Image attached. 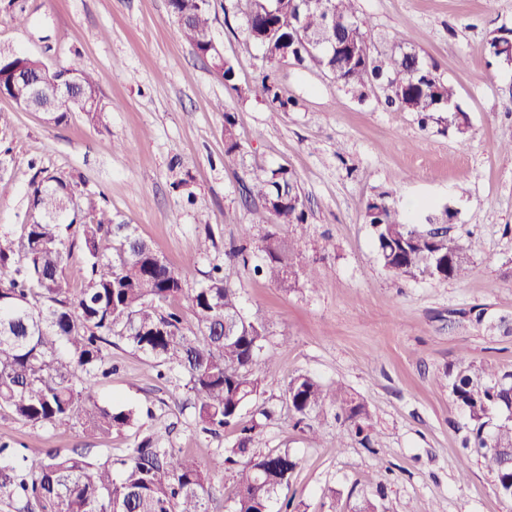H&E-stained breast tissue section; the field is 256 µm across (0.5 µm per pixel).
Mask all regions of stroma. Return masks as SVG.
<instances>
[{
	"mask_svg": "<svg viewBox=\"0 0 512 512\" xmlns=\"http://www.w3.org/2000/svg\"><path fill=\"white\" fill-rule=\"evenodd\" d=\"M356 8L374 27L376 53L399 40L436 65L467 114L465 134L441 122L420 128L381 92L363 96L292 63L272 72L295 105L272 108L254 91L267 70L263 52L246 41L232 0H212L210 10L212 36L235 68L233 90L183 40L168 0H0V50L53 66L79 59L106 105L96 119L73 112L54 125L0 100V237L23 233L31 181L46 171L68 176L81 202L130 224L186 288L205 285L226 251L246 247L248 266L224 274L245 315L265 325L264 351L277 369L242 418L258 424L253 453L296 458L284 491L295 512H357L380 485L379 512H512L479 457L466 456L468 419L442 384L463 354L512 372V333L498 327L512 322V154L503 149L512 141V66L488 53L492 37L512 30V0H357ZM229 121L239 142L230 155ZM279 167L306 196L305 232L272 225L261 203L242 196L250 176ZM380 191L418 222L426 208H452V235L480 243L470 275L388 272L364 221ZM271 230L293 245L296 268L315 270L318 287L285 288L253 273ZM474 307L483 322L469 317ZM105 354L112 372L99 379L97 397L135 409L134 427L90 437L74 422L35 429L0 410V444L104 459L126 456L150 435L203 464L234 445L236 427L215 436L198 422L183 373L159 377L155 358L122 342ZM299 374L365 402L371 445L348 436L327 408L296 426L287 389Z\"/></svg>",
	"mask_w": 512,
	"mask_h": 512,
	"instance_id": "stroma-1",
	"label": "stroma"
}]
</instances>
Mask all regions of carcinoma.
<instances>
[{
	"instance_id": "cac0c4a2",
	"label": "carcinoma",
	"mask_w": 512,
	"mask_h": 512,
	"mask_svg": "<svg viewBox=\"0 0 512 512\" xmlns=\"http://www.w3.org/2000/svg\"><path fill=\"white\" fill-rule=\"evenodd\" d=\"M356 0H336V9L319 13L304 0H236L247 37L262 45L266 62L288 59L299 66H317L344 87L365 92L378 87L388 106L412 112L426 126L438 112L454 116L456 130L465 131L466 113L455 101L452 85L437 75V67L417 52L402 47L383 57L374 54L370 22L360 17ZM179 17L182 35L197 53L211 33L209 10L196 0H169ZM323 33L336 44L316 57L307 49L310 34ZM501 58L512 51V36L489 42ZM62 70L78 74L88 113L103 111L102 95L92 75L76 59ZM259 92L279 109L293 104L281 98L270 74ZM58 182L50 188L44 180ZM31 182L32 211L49 219H31L18 241H0V409L37 426L76 421L92 436H110L137 421L131 408L102 405L95 396L98 376H105L104 345L116 338L152 357L163 370L177 369L195 394L198 419L209 431L239 427L237 441L215 455L205 469L174 448L158 446L150 436L130 449L125 458L104 460L67 448H47L34 456L0 446V503L14 512H210V472L236 467L238 493L232 512H261L269 508L297 467L288 451L250 454L257 424H240L244 407L260 392L263 377L276 370L272 356L257 361L263 349L265 327L241 310L239 292L227 285L217 267L208 283L187 291L181 275L157 260L146 241L112 222L105 209L89 205V219L78 225L80 248L87 272L82 288H71L62 269L75 243H67L72 227L63 209L66 179L48 175ZM245 197L262 202L274 224L304 229L306 209L294 173L283 167L256 175L243 183ZM454 214L443 207L431 211L425 224L407 223L387 192L368 201L365 221L370 224L381 262L394 275L419 272L438 280L459 279L471 272L470 253L450 235ZM259 251L262 263L255 272L281 285L296 276L291 246L277 232H267ZM184 297L193 321L180 310L163 304ZM233 322L224 335V320ZM459 368L448 380L453 403L470 420L463 447L477 449L494 479L496 491L512 489V421L498 424L493 417L512 413V373H488L458 359ZM288 403L297 423L329 407L347 433L372 442L369 410L343 388L325 385L307 375L288 384ZM122 476L112 475L115 465Z\"/></svg>"
}]
</instances>
